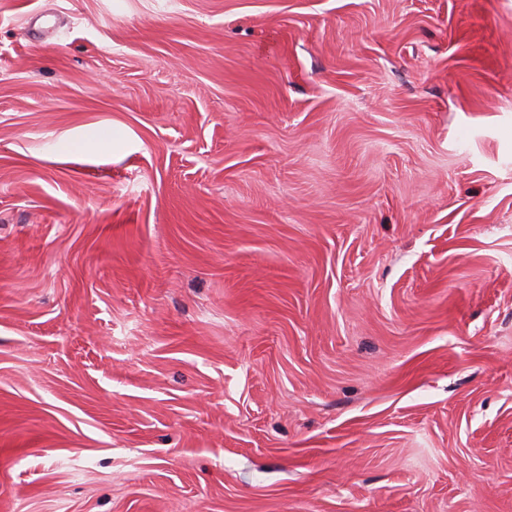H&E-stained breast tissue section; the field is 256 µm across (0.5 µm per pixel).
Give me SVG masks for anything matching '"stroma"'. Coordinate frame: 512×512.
<instances>
[{"mask_svg":"<svg viewBox=\"0 0 512 512\" xmlns=\"http://www.w3.org/2000/svg\"><path fill=\"white\" fill-rule=\"evenodd\" d=\"M0 512H512V0H0Z\"/></svg>","mask_w":512,"mask_h":512,"instance_id":"obj_1","label":"stroma"}]
</instances>
